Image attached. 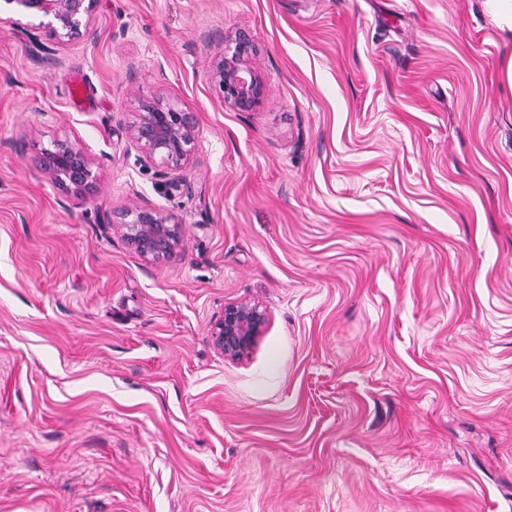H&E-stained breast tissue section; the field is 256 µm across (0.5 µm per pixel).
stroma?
Listing matches in <instances>:
<instances>
[{
    "instance_id": "1",
    "label": "stroma",
    "mask_w": 512,
    "mask_h": 512,
    "mask_svg": "<svg viewBox=\"0 0 512 512\" xmlns=\"http://www.w3.org/2000/svg\"><path fill=\"white\" fill-rule=\"evenodd\" d=\"M36 22L0 11V512H512V32L484 0H97L50 65ZM239 30L250 112L207 79ZM157 93L201 130L176 187L129 137ZM56 140L83 198L41 170ZM144 199L170 260L110 227ZM239 300L270 321L236 363L209 329ZM42 150V170L54 183L81 196L93 182V161L79 143L54 141Z\"/></svg>"
}]
</instances>
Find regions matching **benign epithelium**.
I'll return each mask as SVG.
<instances>
[{"mask_svg":"<svg viewBox=\"0 0 512 512\" xmlns=\"http://www.w3.org/2000/svg\"><path fill=\"white\" fill-rule=\"evenodd\" d=\"M42 18L39 26L51 39L69 41L92 24L96 0H0ZM255 46L244 32L224 37V52L215 57L208 70L211 83L218 86L223 106L234 112H250L262 103L263 80L251 66ZM139 106L129 125L136 150V164L158 167L157 175L176 184L175 175L193 156L200 128L192 113L178 102L155 94L150 97L132 89ZM93 161L78 143L55 141L42 150V170L54 183L78 197L94 180ZM112 230L143 257L163 261L176 255L182 245V225L173 215L143 200L121 213ZM269 322L267 310L248 300L224 304V310L210 325L214 348L233 362L252 355Z\"/></svg>","mask_w":512,"mask_h":512,"instance_id":"1","label":"benign epithelium"}]
</instances>
